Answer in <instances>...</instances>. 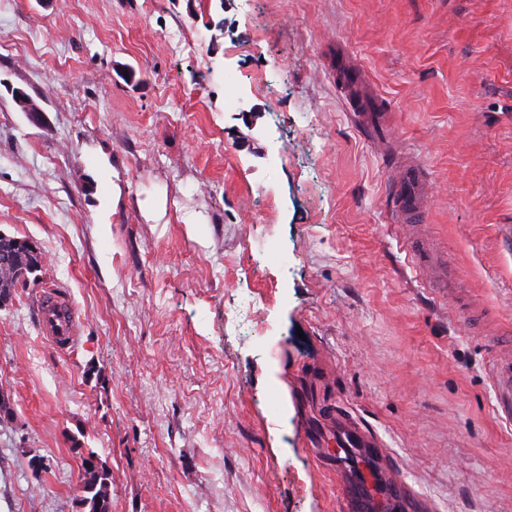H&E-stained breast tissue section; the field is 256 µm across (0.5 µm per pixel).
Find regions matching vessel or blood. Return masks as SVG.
Returning a JSON list of instances; mask_svg holds the SVG:
<instances>
[{
  "label": "vessel or blood",
  "mask_w": 512,
  "mask_h": 512,
  "mask_svg": "<svg viewBox=\"0 0 512 512\" xmlns=\"http://www.w3.org/2000/svg\"><path fill=\"white\" fill-rule=\"evenodd\" d=\"M428 180L424 166L402 167L392 182V204L398 222L422 216L427 205L423 187ZM38 331L57 351L67 352L79 343L82 318L69 294L45 289L39 299ZM491 377L497 391V410L512 419V354H494ZM308 444L336 468L339 494L347 512H428L394 474L395 467L381 440L343 409L325 412L323 421L307 420Z\"/></svg>",
  "instance_id": "obj_1"
}]
</instances>
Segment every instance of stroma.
Wrapping results in <instances>:
<instances>
[{
  "mask_svg": "<svg viewBox=\"0 0 512 512\" xmlns=\"http://www.w3.org/2000/svg\"><path fill=\"white\" fill-rule=\"evenodd\" d=\"M412 162L427 213L401 224L387 172ZM0 231L43 255L0 309V512H80L91 451L112 512H343L299 425L317 365L321 405L435 512H512L488 375L512 342V0H0ZM49 285L84 318L66 354L37 330ZM407 250L412 262L418 268L427 270L430 266H436L440 262L444 264L447 274L445 275L442 296H448V302H454L456 304L455 297L461 288H456L458 278L454 273H450L448 276V258L444 257L440 260V257L436 253L419 245L408 244Z\"/></svg>",
  "mask_w": 512,
  "mask_h": 512,
  "instance_id": "stroma-1",
  "label": "stroma"
}]
</instances>
